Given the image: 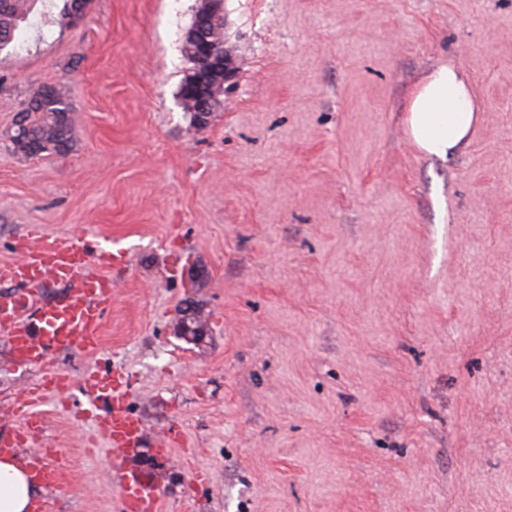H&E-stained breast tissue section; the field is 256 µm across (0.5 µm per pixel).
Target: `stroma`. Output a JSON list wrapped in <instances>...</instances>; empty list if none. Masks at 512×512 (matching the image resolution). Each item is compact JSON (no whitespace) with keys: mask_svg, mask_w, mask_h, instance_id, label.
I'll return each instance as SVG.
<instances>
[{"mask_svg":"<svg viewBox=\"0 0 512 512\" xmlns=\"http://www.w3.org/2000/svg\"><path fill=\"white\" fill-rule=\"evenodd\" d=\"M201 0H37L0 49V263L28 225L119 241L91 354L47 369L0 336V407L64 371L36 410L65 473L51 512H121L85 380L127 384L170 451L128 466L158 512H512V0H224L236 74L208 126L176 99ZM467 73L463 153L421 154L405 105ZM68 85L75 141L4 137ZM204 304L198 346L176 333ZM182 305V306H181ZM181 307L179 306L178 312L186 313L191 310L192 306H195L196 308L193 310L192 314L190 316H184L177 322V330L179 328V325L184 324L187 320L190 327L193 328L192 335L191 336H203L202 341L192 340V337L185 331V329L181 328L179 330V334L182 335V338H186L189 340H192V342H189L188 340L184 339L189 344L199 345L204 341L205 336L207 335V329H208V314L204 312V309L202 306L194 300H191L190 298H186L182 303ZM200 332V335H197V333Z\"/></svg>","mask_w":512,"mask_h":512,"instance_id":"1","label":"stroma"}]
</instances>
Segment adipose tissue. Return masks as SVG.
Returning <instances> with one entry per match:
<instances>
[{"label":"adipose tissue","mask_w":512,"mask_h":512,"mask_svg":"<svg viewBox=\"0 0 512 512\" xmlns=\"http://www.w3.org/2000/svg\"><path fill=\"white\" fill-rule=\"evenodd\" d=\"M412 144L427 156L447 159L470 142L479 121L468 77L455 63L426 73L405 110ZM38 488L22 460L0 457V512H31Z\"/></svg>","instance_id":"ef3b65f1"}]
</instances>
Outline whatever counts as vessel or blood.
Returning <instances> with one entry per match:
<instances>
[{"mask_svg": "<svg viewBox=\"0 0 512 512\" xmlns=\"http://www.w3.org/2000/svg\"><path fill=\"white\" fill-rule=\"evenodd\" d=\"M16 247L21 259L0 264V282L13 287L11 293L0 296V334L7 337L14 361L45 368L63 352L97 351L101 325L112 304V282L99 268L111 264L112 252L97 248L82 235H48L37 224L29 226ZM51 280L64 284V293L52 301H40L38 289ZM68 388L67 374L47 372L37 388L7 408L12 427L0 434V456L27 448L29 467L46 488L56 487L63 472L52 460V449L41 444L44 421L32 408L46 394ZM126 400V387L111 376L92 378L90 409L114 453L129 457L144 446L147 429L128 410ZM115 479L123 512H157L158 489L153 481L129 468L117 470Z\"/></svg>", "mask_w": 512, "mask_h": 512, "instance_id": "vessel-or-blood-1", "label": "vessel or blood"}]
</instances>
